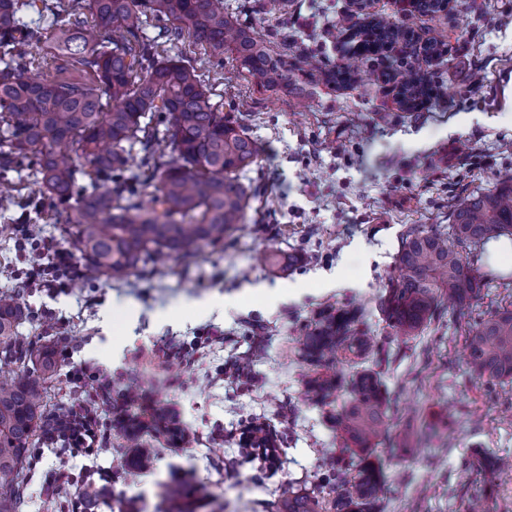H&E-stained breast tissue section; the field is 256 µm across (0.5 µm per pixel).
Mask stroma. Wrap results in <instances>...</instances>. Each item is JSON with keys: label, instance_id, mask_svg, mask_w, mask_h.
Returning <instances> with one entry per match:
<instances>
[{"label": "stroma", "instance_id": "stroma-1", "mask_svg": "<svg viewBox=\"0 0 512 512\" xmlns=\"http://www.w3.org/2000/svg\"><path fill=\"white\" fill-rule=\"evenodd\" d=\"M366 15L411 25L419 41L445 34L448 50L422 69L447 96L416 110L399 106L383 70L415 63L393 47L385 57H358L363 79L340 87L328 77L346 62L337 22L356 13L354 0H224L241 26L267 40L294 72L291 84L268 90L243 71L234 54L216 62L184 38L183 57L212 85L224 114L244 122L262 147L245 177L255 193L246 222L222 244L185 261L154 262L117 282L84 281L72 293H25L30 309L19 329L34 347L66 349L52 401L77 394L76 367L104 371L111 382L109 451L77 457L95 483L80 512H265L286 487L308 493L324 478L326 453L340 446L335 416L353 399L351 385L379 372L390 412V435L416 443L379 445L367 455L382 487V512H462L473 474L512 460V385L489 393L463 359L468 322L512 304V268L475 251L491 284L458 323L396 338L380 306L400 236L408 224H447L454 201L512 175V0H464L432 16L403 0H364ZM321 58L319 70L304 56ZM482 82L473 85V73ZM226 300L199 315L192 302ZM134 309L136 321L107 338L102 315ZM364 313L362 332L389 342L390 362L341 346L332 362L308 356L304 343L324 316ZM337 384L321 403L307 388ZM185 437L165 435L157 417ZM277 435L279 461L240 454L246 426ZM184 495L164 502L167 485Z\"/></svg>", "mask_w": 512, "mask_h": 512}]
</instances>
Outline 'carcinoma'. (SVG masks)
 <instances>
[{
	"label": "carcinoma",
	"mask_w": 512,
	"mask_h": 512,
	"mask_svg": "<svg viewBox=\"0 0 512 512\" xmlns=\"http://www.w3.org/2000/svg\"><path fill=\"white\" fill-rule=\"evenodd\" d=\"M26 0H0V210L14 224H29L42 207L13 195L10 173L31 163L50 201L64 218L84 260L85 273L121 281L151 259L187 260L203 247L224 242L245 222L250 194L242 174L257 163L261 148L246 128L224 116L212 89L173 50L184 36L222 59L235 54L267 89L288 86L291 70L224 12L223 0H75L73 20L53 40L55 75L31 76L30 49L44 27L23 21ZM88 11L91 19L83 18ZM163 18L158 39L172 53L162 57L149 39V21ZM352 54L379 53L400 44L412 48V31L375 18L345 28ZM336 82L361 81L346 63ZM444 93L443 87L410 71L397 86L408 110ZM110 103H102V95ZM88 179L78 185V176ZM502 237L512 239V175L493 188L471 192L451 208L449 224H409L401 235L393 273L381 299L399 336H412L448 311V319L479 300L489 279L463 252ZM24 289L0 291V512H23L25 465L40 445L51 417L44 410L57 374L52 349H32L19 338L27 316ZM356 315L338 316L307 337L312 355L339 344L383 345L350 335ZM466 359L477 378L494 386L512 384V309L497 307L472 321ZM352 404L336 417L345 447L323 459L328 481L342 483L351 447L368 452L380 444L387 403L379 381L365 373L354 382ZM380 481L372 466L358 471L346 498L288 492L281 512H376Z\"/></svg>",
	"instance_id": "1"
}]
</instances>
